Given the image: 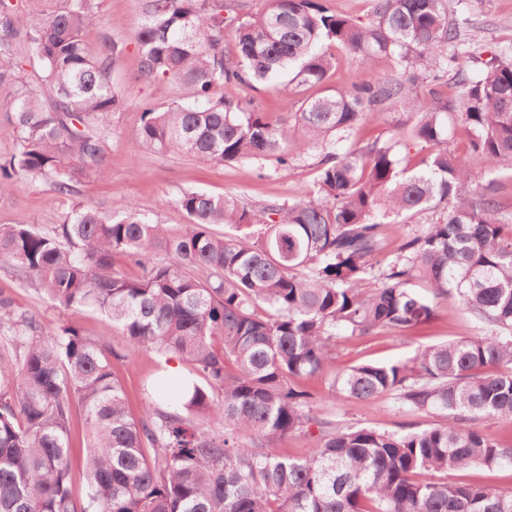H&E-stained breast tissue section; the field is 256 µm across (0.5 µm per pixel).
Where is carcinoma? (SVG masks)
I'll list each match as a JSON object with an SVG mask.
<instances>
[{
  "mask_svg": "<svg viewBox=\"0 0 512 512\" xmlns=\"http://www.w3.org/2000/svg\"><path fill=\"white\" fill-rule=\"evenodd\" d=\"M54 2L0 0V112L14 136L0 177L70 198L81 176L104 174L124 45L107 33L85 43L95 0ZM144 13L140 77L189 95L144 108L137 144L204 164L273 157L280 172L314 150V190L257 208L185 191L174 204L188 222L176 231L133 202L110 214L78 203L48 231L0 224V267L19 285L100 311L129 350L176 354L196 373L179 392L149 394L135 418L112 352L73 325L47 339L34 314L0 298V512H512V488L452 480L512 469V446L479 429L512 420V221L508 185L473 182L467 156L448 150L458 120L470 152L492 168L512 162V44L477 71L461 66L465 20L448 18L446 0H371L366 22L323 0H264L251 16L224 0H146ZM335 49L364 63L384 56L394 72L304 99L286 127L215 97L226 83L322 87ZM36 64L39 86L27 81ZM398 108L407 135L348 145L370 114ZM407 141L422 154L413 168L400 158ZM408 223L423 231L382 255L387 232ZM417 275L429 294L409 287ZM375 276L381 285L365 288ZM450 289L490 333L340 371L326 399L294 385L325 369L340 331L410 328ZM338 394L435 410L442 422L403 434L340 426L324 406ZM76 408L88 427L81 498ZM312 428L311 456L278 451ZM72 453L75 462L73 472V487L78 494L83 493L86 485L85 477L79 468V462L84 458L89 448L87 446V434L82 413L74 411L71 424Z\"/></svg>",
  "mask_w": 512,
  "mask_h": 512,
  "instance_id": "carcinoma-1",
  "label": "carcinoma"
}]
</instances>
